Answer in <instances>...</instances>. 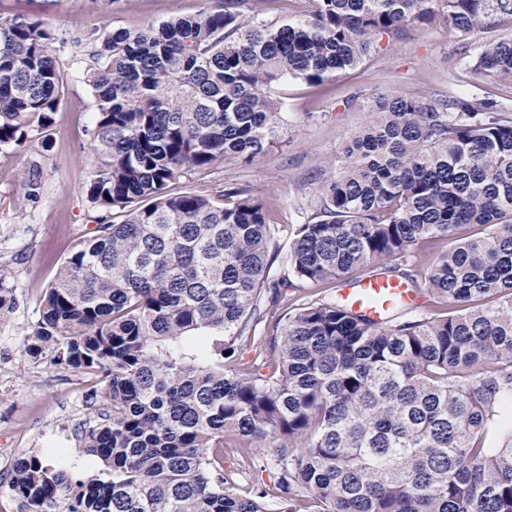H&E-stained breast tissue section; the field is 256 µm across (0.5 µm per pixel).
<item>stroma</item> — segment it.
Instances as JSON below:
<instances>
[{"instance_id":"obj_1","label":"stroma","mask_w":512,"mask_h":512,"mask_svg":"<svg viewBox=\"0 0 512 512\" xmlns=\"http://www.w3.org/2000/svg\"><path fill=\"white\" fill-rule=\"evenodd\" d=\"M202 5V0H0V16L39 17L75 37L102 21L135 29ZM486 39L483 33L462 37L424 25L380 39L361 66L325 85L282 82L277 93L283 130L276 143L251 164L196 172L181 187L211 195L228 182L245 185L268 205L272 223H300L303 196L327 165L344 164L345 143L371 121L379 98L475 96L511 112L512 82L473 74L456 62L461 43L475 52ZM67 80L70 94L48 139L18 151L0 150V280L16 293L14 312L0 321V478L30 453L59 461L78 476L101 468L78 447L77 433L89 419L82 376L26 351L40 296L74 244L97 226L85 195L94 162L88 135L94 103L79 66L70 68ZM61 448L67 451L62 458Z\"/></svg>"}]
</instances>
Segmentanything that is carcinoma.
<instances>
[{"label": "carcinoma", "instance_id": "cac0c4a2", "mask_svg": "<svg viewBox=\"0 0 512 512\" xmlns=\"http://www.w3.org/2000/svg\"><path fill=\"white\" fill-rule=\"evenodd\" d=\"M251 2L72 39L0 17V148L47 137L82 64L87 198L101 212L39 299L27 352L86 380L80 443L103 469L76 478L22 457L9 496L24 512H512L511 113L489 99L377 100L347 164L301 209L280 273L270 244L288 227L248 187H176L263 155L285 79L322 86L417 23L493 30L512 23V0H313L282 23L245 15ZM468 69L512 80V37ZM467 225L480 231L458 237ZM440 240L421 277L391 265L419 267L413 246ZM364 268L446 314L376 322L336 296L295 305ZM15 306L0 281V320ZM229 443L274 483L241 488L224 470Z\"/></svg>", "mask_w": 512, "mask_h": 512}]
</instances>
